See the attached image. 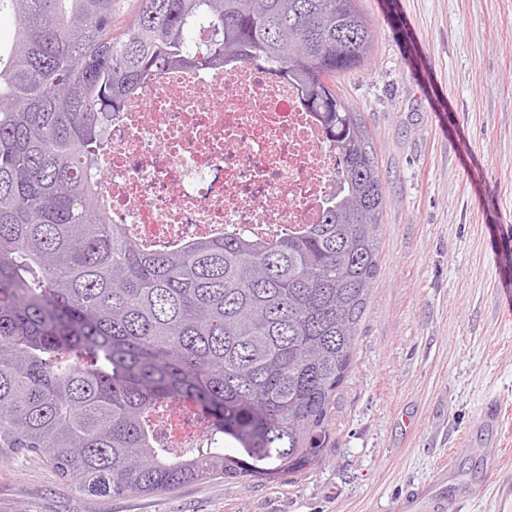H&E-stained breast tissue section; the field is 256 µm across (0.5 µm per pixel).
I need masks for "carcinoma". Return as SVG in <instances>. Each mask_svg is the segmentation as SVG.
I'll return each mask as SVG.
<instances>
[{
  "label": "carcinoma",
  "mask_w": 512,
  "mask_h": 512,
  "mask_svg": "<svg viewBox=\"0 0 512 512\" xmlns=\"http://www.w3.org/2000/svg\"><path fill=\"white\" fill-rule=\"evenodd\" d=\"M116 2L0 0V462L34 453L96 498L303 471L379 260L382 178L333 83L368 61L371 24L359 0H136L114 35ZM228 59L296 80L339 189L275 241L147 249L98 204L105 126L145 81ZM184 403L205 435L175 454L157 427Z\"/></svg>",
  "instance_id": "carcinoma-1"
}]
</instances>
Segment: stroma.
Instances as JSON below:
<instances>
[{"label": "stroma", "instance_id": "35a3bbf8", "mask_svg": "<svg viewBox=\"0 0 512 512\" xmlns=\"http://www.w3.org/2000/svg\"><path fill=\"white\" fill-rule=\"evenodd\" d=\"M372 57L336 91L384 178L376 281L322 461L275 480L222 478L90 499L36 456L0 462V512H394L449 464L468 512L512 479V0H360ZM498 427L480 420L488 398Z\"/></svg>", "mask_w": 512, "mask_h": 512}]
</instances>
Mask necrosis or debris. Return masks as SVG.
I'll use <instances>...</instances> for the list:
<instances>
[{
    "label": "necrosis or debris",
    "mask_w": 512,
    "mask_h": 512,
    "mask_svg": "<svg viewBox=\"0 0 512 512\" xmlns=\"http://www.w3.org/2000/svg\"><path fill=\"white\" fill-rule=\"evenodd\" d=\"M105 137L100 206L147 248L229 232L273 240L318 223L339 185L298 85L247 61L165 71L129 96ZM202 434L187 404L161 429L176 451Z\"/></svg>",
    "instance_id": "necrosis-or-debris-1"
}]
</instances>
